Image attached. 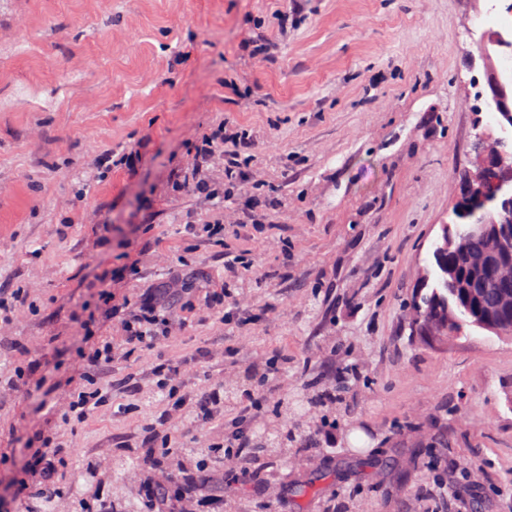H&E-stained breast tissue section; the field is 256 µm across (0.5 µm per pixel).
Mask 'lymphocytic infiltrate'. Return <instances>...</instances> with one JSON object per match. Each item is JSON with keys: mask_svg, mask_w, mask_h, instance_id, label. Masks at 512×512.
<instances>
[{"mask_svg": "<svg viewBox=\"0 0 512 512\" xmlns=\"http://www.w3.org/2000/svg\"><path fill=\"white\" fill-rule=\"evenodd\" d=\"M261 146L251 130L227 120L210 129L192 146L183 174V187L203 195L209 172L220 171L224 176L225 197H234L245 186L262 188L261 176L245 183V169L251 166ZM271 215L249 209L237 211L221 220L204 224H184L185 235L199 237L216 246H224L227 237L247 236L249 246L240 251L226 249L224 258V286L221 289H200L194 299L186 302L185 312L200 321H223V299L233 300L235 307L244 308L243 299L235 290L243 277L251 272L253 259L264 252L270 237L254 233V226L272 225ZM102 320H112L116 329L112 335L101 336L78 350L76 369L79 382L64 403L49 402L43 409L49 415L52 428L39 431L41 443L26 463L23 478L15 482L9 501H0V512H28L27 502L35 495L58 498L64 493L59 484L57 462L61 452L69 450V434L76 431L106 405L114 388H122L131 395L143 394L151 388L161 393L162 399L146 428L138 452L136 466L127 468L123 480L136 493L142 504L141 512H199L197 494L177 490L178 479L199 486L208 485L213 473L225 471L247 474L251 459L245 449L250 445L246 427L253 413L263 403L273 399L278 387L274 385L272 361H255L250 368L261 374V389L252 392L246 402L237 408L233 427L222 423L227 399L224 382L206 377L205 388L196 394L183 390L181 364L173 359L154 360L149 356L158 345L174 335L176 319L163 298L154 292L127 294L116 298L111 289L100 291ZM143 353L141 381L119 380L117 385L99 384L95 369L131 362L136 353ZM191 420L200 427L198 445L185 447L181 440L184 421Z\"/></svg>", "mask_w": 512, "mask_h": 512, "instance_id": "1", "label": "lymphocytic infiltrate"}]
</instances>
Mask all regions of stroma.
I'll list each match as a JSON object with an SVG mask.
<instances>
[{
  "label": "stroma",
  "mask_w": 512,
  "mask_h": 512,
  "mask_svg": "<svg viewBox=\"0 0 512 512\" xmlns=\"http://www.w3.org/2000/svg\"><path fill=\"white\" fill-rule=\"evenodd\" d=\"M492 0H0V289H29L36 309L0 322V383L39 358L42 385L0 396V494L14 491L45 397L62 399L100 277L116 291L224 285V250L179 226L224 212L174 191L196 132L229 119L268 149L275 226L245 296L253 324L194 321L154 352L182 361L187 391L204 374L235 397L274 359L277 401L252 439L287 449L224 476V512H512V336L479 329L437 346L410 331L407 301L453 206L477 116L466 97ZM271 39L267 58L243 42ZM237 87H230V80ZM249 89L242 100L239 89ZM139 144L98 173L104 149ZM108 225L98 239L97 225ZM223 359L200 368V338ZM336 395L335 405L320 403ZM114 394L77 432L84 451L120 448L109 493L139 512L122 472L156 409L113 416ZM72 495L31 500L85 512L82 460ZM315 483L302 499L296 485ZM459 498L447 504L449 489Z\"/></svg>",
  "instance_id": "stroma-1"
}]
</instances>
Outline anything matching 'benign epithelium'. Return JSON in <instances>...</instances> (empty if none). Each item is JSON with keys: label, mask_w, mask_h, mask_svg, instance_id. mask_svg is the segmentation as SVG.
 <instances>
[{"label": "benign epithelium", "mask_w": 512, "mask_h": 512, "mask_svg": "<svg viewBox=\"0 0 512 512\" xmlns=\"http://www.w3.org/2000/svg\"><path fill=\"white\" fill-rule=\"evenodd\" d=\"M474 156L463 183L481 198L497 203L499 211L491 226L482 228L492 249L482 265L512 276V139H495L482 134L473 150ZM484 328L498 336L512 335V297L505 295L491 312L478 313Z\"/></svg>", "instance_id": "obj_1"}]
</instances>
